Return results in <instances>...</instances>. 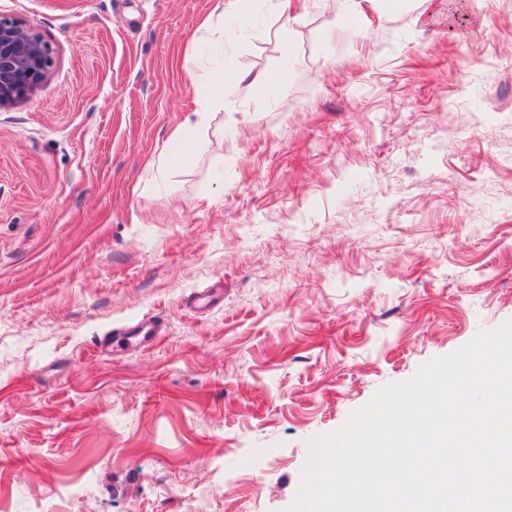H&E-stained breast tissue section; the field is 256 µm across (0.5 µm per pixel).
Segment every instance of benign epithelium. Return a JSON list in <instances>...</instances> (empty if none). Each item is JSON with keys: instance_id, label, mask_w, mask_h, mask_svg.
Segmentation results:
<instances>
[{"instance_id": "7a95c632", "label": "benign epithelium", "mask_w": 512, "mask_h": 512, "mask_svg": "<svg viewBox=\"0 0 512 512\" xmlns=\"http://www.w3.org/2000/svg\"><path fill=\"white\" fill-rule=\"evenodd\" d=\"M55 51L27 22L0 14V110L32 97L54 70Z\"/></svg>"}]
</instances>
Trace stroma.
Segmentation results:
<instances>
[{"instance_id": "1", "label": "stroma", "mask_w": 512, "mask_h": 512, "mask_svg": "<svg viewBox=\"0 0 512 512\" xmlns=\"http://www.w3.org/2000/svg\"><path fill=\"white\" fill-rule=\"evenodd\" d=\"M214 7L0 0L56 51L0 110L9 512H284L313 437L512 319V0H290L287 49ZM228 65L280 78L201 114Z\"/></svg>"}]
</instances>
